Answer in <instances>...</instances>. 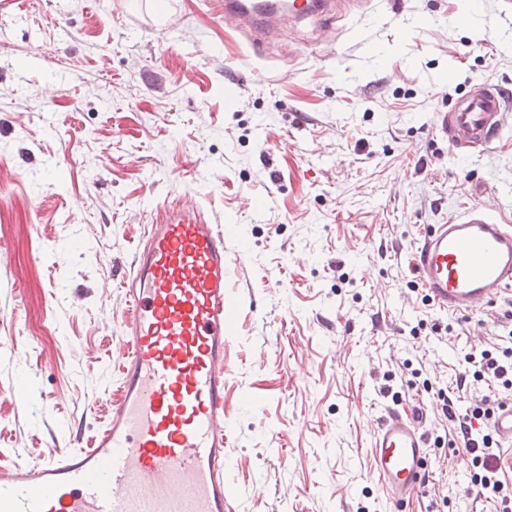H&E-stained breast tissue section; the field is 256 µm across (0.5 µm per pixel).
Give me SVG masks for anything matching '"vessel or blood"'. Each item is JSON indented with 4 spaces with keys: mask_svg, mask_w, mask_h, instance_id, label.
Returning <instances> with one entry per match:
<instances>
[{
    "mask_svg": "<svg viewBox=\"0 0 512 512\" xmlns=\"http://www.w3.org/2000/svg\"><path fill=\"white\" fill-rule=\"evenodd\" d=\"M225 0L244 29L276 27L285 13L318 0L252 12ZM512 120V94L480 86L451 110L442 130L462 132L452 151L484 150ZM224 228L199 203L160 207L135 257L122 317V378L104 429L86 448H60L34 464L0 465V512H228L225 503L224 373L227 313L233 305ZM410 267L432 304L469 314L512 295V222L470 207L432 224ZM512 448V403L489 422ZM374 474L389 512L418 497L428 470L421 418L390 409L372 428Z\"/></svg>",
    "mask_w": 512,
    "mask_h": 512,
    "instance_id": "b4317fda",
    "label": "vessel or blood"
}]
</instances>
